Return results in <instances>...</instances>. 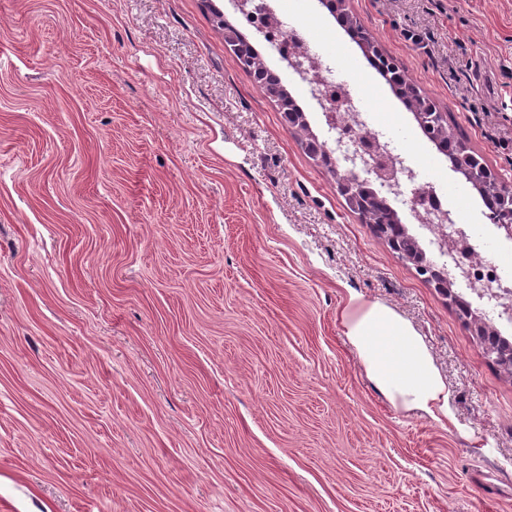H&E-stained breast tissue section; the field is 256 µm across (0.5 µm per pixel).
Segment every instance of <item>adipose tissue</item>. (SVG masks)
Instances as JSON below:
<instances>
[{
  "mask_svg": "<svg viewBox=\"0 0 512 512\" xmlns=\"http://www.w3.org/2000/svg\"><path fill=\"white\" fill-rule=\"evenodd\" d=\"M359 316L346 320L347 339L370 380L404 409L430 416L448 412V389L412 327L387 306L349 298Z\"/></svg>",
  "mask_w": 512,
  "mask_h": 512,
  "instance_id": "obj_1",
  "label": "adipose tissue"
}]
</instances>
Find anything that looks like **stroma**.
<instances>
[{"label":"stroma","mask_w":512,"mask_h":512,"mask_svg":"<svg viewBox=\"0 0 512 512\" xmlns=\"http://www.w3.org/2000/svg\"><path fill=\"white\" fill-rule=\"evenodd\" d=\"M305 3L337 79L485 224ZM347 8L512 183V0ZM354 294L422 338L446 417L368 379ZM0 512H512V376L349 207L205 0H0Z\"/></svg>","instance_id":"35a3bbf8"}]
</instances>
